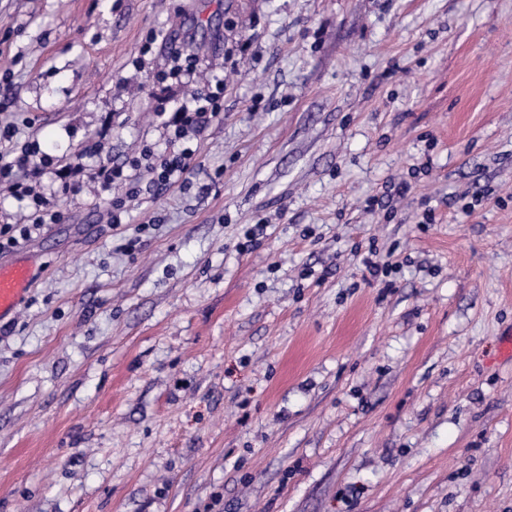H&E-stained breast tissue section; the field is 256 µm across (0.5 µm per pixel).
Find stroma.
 Wrapping results in <instances>:
<instances>
[{"mask_svg":"<svg viewBox=\"0 0 512 512\" xmlns=\"http://www.w3.org/2000/svg\"><path fill=\"white\" fill-rule=\"evenodd\" d=\"M175 40L200 171L12 254L0 512H512V0H0L17 143L163 148ZM173 57L177 63L174 66L173 74L183 78V80L180 79V83L188 85L196 82L199 73L198 55L190 50L181 48L173 53ZM34 278L31 266L0 261V320L13 314Z\"/></svg>","mask_w":512,"mask_h":512,"instance_id":"obj_1","label":"stroma"}]
</instances>
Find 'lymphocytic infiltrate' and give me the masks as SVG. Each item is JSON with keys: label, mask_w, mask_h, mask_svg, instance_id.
I'll use <instances>...</instances> for the list:
<instances>
[{"label": "lymphocytic infiltrate", "mask_w": 512, "mask_h": 512, "mask_svg": "<svg viewBox=\"0 0 512 512\" xmlns=\"http://www.w3.org/2000/svg\"><path fill=\"white\" fill-rule=\"evenodd\" d=\"M174 58V75L182 77L184 84H195L196 89L190 98L174 108L168 119L163 120V129L173 132L164 150L144 149L140 156L119 166L108 160L90 165L78 156L60 168H54L62 182L63 193L74 197L82 194L88 182L97 184L103 192L110 191L114 184H122L126 198L113 202L108 213V221L113 226L121 224L120 211L125 201L137 199L143 190L162 193L187 182L196 169V151L192 143L223 110V78L215 75L205 83H198V55L182 48L175 51ZM50 167L53 168L51 159L41 154L33 143L22 148L20 155L14 158L0 154V183H8L11 197L25 211L21 221L0 225V255L28 242L47 225L59 221L61 213L55 195L35 188ZM146 173L151 176L147 184L142 181Z\"/></svg>", "instance_id": "obj_1"}]
</instances>
